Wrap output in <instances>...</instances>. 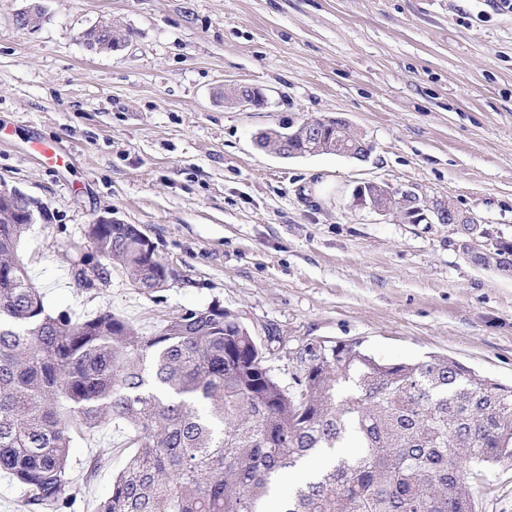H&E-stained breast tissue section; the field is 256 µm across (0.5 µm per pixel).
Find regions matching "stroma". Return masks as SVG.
<instances>
[{
    "label": "stroma",
    "mask_w": 512,
    "mask_h": 512,
    "mask_svg": "<svg viewBox=\"0 0 512 512\" xmlns=\"http://www.w3.org/2000/svg\"><path fill=\"white\" fill-rule=\"evenodd\" d=\"M38 2L41 17L16 16ZM131 30L93 54L100 21ZM262 89L246 109L223 90ZM341 117L364 161L283 158L258 130ZM50 145L44 155L41 145ZM449 202L512 241V9L501 0H0V187L45 209L22 255L45 304L111 308L145 334L217 304L296 390L311 347L381 361L457 359L512 384V273L477 265L452 224L356 206L364 182ZM137 225L178 276L161 291L76 286L84 228ZM134 450L106 424L76 435L64 512H95ZM475 512H512V464L474 480Z\"/></svg>",
    "instance_id": "obj_1"
}]
</instances>
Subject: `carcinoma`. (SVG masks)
Masks as SVG:
<instances>
[{"label":"carcinoma","mask_w":512,"mask_h":512,"mask_svg":"<svg viewBox=\"0 0 512 512\" xmlns=\"http://www.w3.org/2000/svg\"><path fill=\"white\" fill-rule=\"evenodd\" d=\"M334 125L288 137L255 134L265 150L324 154ZM29 224L0 220V472L27 489L28 512H60L74 433L105 422L136 452L98 512H263L276 475L333 448H355L284 496V512H473L472 478L512 463V386L446 355L384 362L357 343L311 353L292 393L217 305L189 309L144 336L105 308L77 321L54 313L20 257ZM106 266L150 291L165 267L124 224H88Z\"/></svg>","instance_id":"obj_1"}]
</instances>
